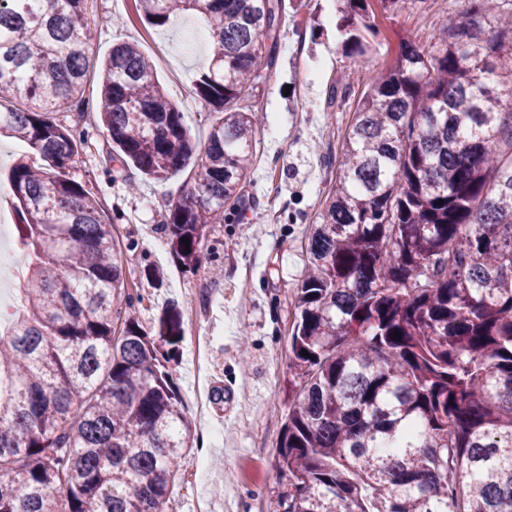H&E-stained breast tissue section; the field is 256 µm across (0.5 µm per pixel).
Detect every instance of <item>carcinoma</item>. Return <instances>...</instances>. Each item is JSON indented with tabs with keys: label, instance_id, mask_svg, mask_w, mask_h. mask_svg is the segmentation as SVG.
Wrapping results in <instances>:
<instances>
[{
	"label": "carcinoma",
	"instance_id": "carcinoma-1",
	"mask_svg": "<svg viewBox=\"0 0 512 512\" xmlns=\"http://www.w3.org/2000/svg\"><path fill=\"white\" fill-rule=\"evenodd\" d=\"M343 52H377L378 14L340 0ZM467 7L430 43L401 38L359 99L308 238L288 339L292 383L275 512H512V10ZM162 27L205 16L213 51L194 83L216 114L193 185L161 229L192 270L214 224L236 220L253 166L259 70L282 0H134ZM87 0H0V133L42 163L9 172L26 287L0 332V512H163L191 437L169 363L183 317L145 328L112 234L66 177L84 138L56 114L90 67ZM97 112L144 178L197 144L140 46L99 61ZM189 238V245L182 244ZM401 339H394V334ZM307 350L309 356L301 355Z\"/></svg>",
	"mask_w": 512,
	"mask_h": 512
}]
</instances>
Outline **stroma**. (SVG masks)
I'll return each instance as SVG.
<instances>
[{
  "label": "stroma",
  "mask_w": 512,
  "mask_h": 512,
  "mask_svg": "<svg viewBox=\"0 0 512 512\" xmlns=\"http://www.w3.org/2000/svg\"><path fill=\"white\" fill-rule=\"evenodd\" d=\"M337 0H284L274 75L255 81L251 103L264 115L256 136L254 164L237 221L212 225L202 264L186 270L160 228L168 202L193 182L196 165L165 180L137 178L128 186L113 158L109 134L97 120L95 74L83 87L78 128L86 143L68 177L86 185L112 218L128 292L137 317L151 326L163 310L177 306L184 339L170 371L180 404L193 425L192 446L182 459L168 512H273L284 485L276 466L281 425L288 413V337L295 316L294 291L307 262L309 232L336 175L335 158L356 104L386 59L346 55L336 31ZM98 29L93 56L114 45L138 43L154 66L167 96L179 107L195 142H205L212 115L193 84L208 47L192 34L205 30L197 14L153 27L136 17L133 0H89ZM346 88L339 101L332 90ZM0 216L18 221L7 189L11 166L37 161L36 152L0 135ZM163 275L161 285L144 279L145 268ZM248 337L249 359L239 341ZM207 339L211 363L199 369L195 338ZM224 389L223 405L200 411L198 386Z\"/></svg>",
  "instance_id": "35a3bbf8"
}]
</instances>
